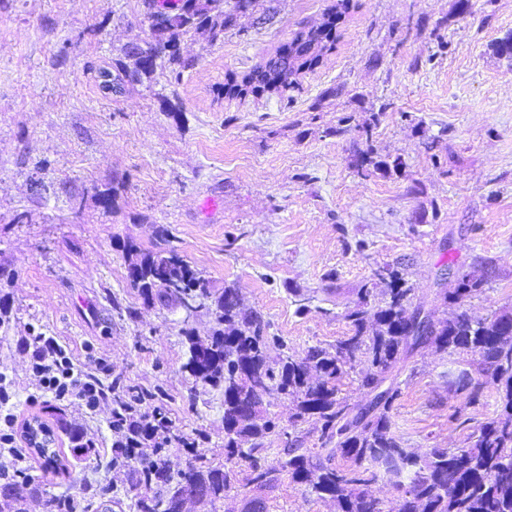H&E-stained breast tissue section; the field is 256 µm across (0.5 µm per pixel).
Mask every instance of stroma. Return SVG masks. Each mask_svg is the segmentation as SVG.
<instances>
[{
	"mask_svg": "<svg viewBox=\"0 0 512 512\" xmlns=\"http://www.w3.org/2000/svg\"><path fill=\"white\" fill-rule=\"evenodd\" d=\"M351 0L336 42L292 90L225 96L224 86L318 25L336 0H278L277 14L247 34L181 36L194 65L180 84L164 74L103 93L100 66L124 45L151 39L143 0H0V375L13 383L19 423L43 422L62 469L26 468L45 499L80 481L84 499L106 495L112 512H135L129 463L113 465V400L92 414L74 402L34 397L32 332L56 337L113 381L153 393L174 434L195 453L224 462V392L184 369L183 313L144 302L118 245L161 246L167 229L181 255L215 292L238 288L290 350L327 347L350 335L355 306L377 311L390 265L412 286V303L447 320L458 311L441 292L449 273L485 278L465 303L475 317L512 311V58L492 46L512 34V0ZM380 112L371 139L358 127ZM352 126L338 133L340 120ZM372 146L385 168L359 175L356 153ZM399 168H390V161ZM120 190L110 209L99 202ZM208 339L214 317L187 323ZM481 386L467 403L453 380ZM400 395L393 432L418 455L461 448L494 417L499 391L472 353L426 346L396 364ZM292 400L265 406L279 424L259 452L280 458L288 438L322 447L321 423L297 420ZM92 448L76 456L68 429ZM192 453V454H195ZM171 444L167 462L191 459ZM263 512H338L281 473Z\"/></svg>",
	"mask_w": 512,
	"mask_h": 512,
	"instance_id": "35a3bbf8",
	"label": "stroma"
}]
</instances>
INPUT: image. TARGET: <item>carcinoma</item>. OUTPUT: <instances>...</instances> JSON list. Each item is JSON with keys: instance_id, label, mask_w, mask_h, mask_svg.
<instances>
[{"instance_id": "carcinoma-1", "label": "carcinoma", "mask_w": 512, "mask_h": 512, "mask_svg": "<svg viewBox=\"0 0 512 512\" xmlns=\"http://www.w3.org/2000/svg\"><path fill=\"white\" fill-rule=\"evenodd\" d=\"M154 0H145L152 40L147 61L136 45L125 49L133 67L115 63L119 91L125 86L151 79L157 70L168 67V81L177 84L194 62L181 56L179 38L191 30H205L211 40H224L230 28L246 31L241 20L255 14L270 15L267 0H167V11L156 20ZM350 8V0H338L336 11L318 28L302 29L287 47L253 69L241 84L224 87L226 94L245 97L261 89L295 87L297 76L317 64L336 41L337 21ZM382 112H373L360 126L366 148L358 151L356 168L364 176L379 168L369 145L373 126ZM130 283L144 301L162 307L194 310L211 302L220 328L207 341L193 338L188 320L181 331L188 336L190 357L184 368L195 378L224 388V465L213 466L203 458L175 472L163 459L165 449L155 450L152 463H137L134 470L137 490L136 512H182L184 502L197 499L214 504L235 488L234 469L245 462L249 474L242 486L249 512L261 509L259 495L270 491L282 471L318 496L336 500L339 512H376L374 499L366 487L385 476L396 488L404 489L398 512H512V312L475 318L463 310L448 321L428 324L411 338V291L399 272L384 269L386 284L383 306L368 316L356 307L346 313L352 334L331 348L311 347L305 354L289 351L279 336L268 334L258 313H244L236 288L228 286L214 295L210 282L180 254L174 245L143 253L133 243L123 245ZM468 280L448 283L443 300L461 304L483 290L485 279L466 274ZM433 345L449 353L479 356V371L491 377L500 390L498 417L485 422L469 437L463 448H434L421 458L402 446L391 430L390 411L399 396V386L388 373L401 359L422 346ZM282 354L279 363L270 362V351ZM364 358L361 387L371 391L389 382L375 405V412L360 422L347 418L350 409L338 398L346 366ZM289 396L296 402L295 418L315 415L331 447L300 452L289 448L286 459L277 464H260L254 453L277 424L258 416L265 401L273 396ZM340 456L348 464L332 465ZM73 493L54 495L47 501L49 512H72ZM40 492L25 470L0 485V512H24L26 501Z\"/></svg>"}]
</instances>
